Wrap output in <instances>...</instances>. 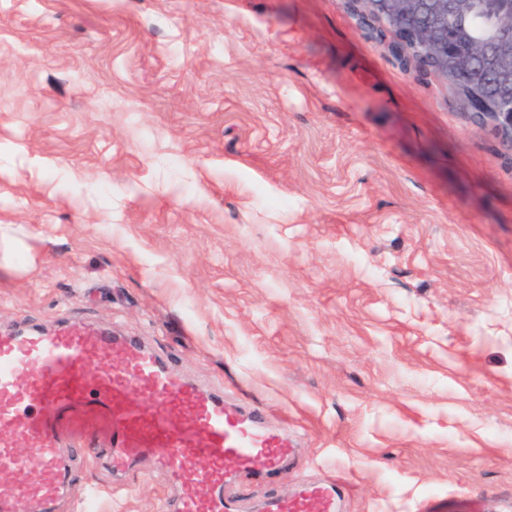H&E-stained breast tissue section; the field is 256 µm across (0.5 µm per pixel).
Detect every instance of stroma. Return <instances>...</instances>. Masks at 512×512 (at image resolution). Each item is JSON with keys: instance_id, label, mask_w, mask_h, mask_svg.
<instances>
[{"instance_id": "1", "label": "stroma", "mask_w": 512, "mask_h": 512, "mask_svg": "<svg viewBox=\"0 0 512 512\" xmlns=\"http://www.w3.org/2000/svg\"><path fill=\"white\" fill-rule=\"evenodd\" d=\"M361 0H0V330L140 337L297 441L239 512H512V146ZM56 512H167L143 460ZM335 480L302 483L290 495L271 497L262 503L263 512H338Z\"/></svg>"}]
</instances>
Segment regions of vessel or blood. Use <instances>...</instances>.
Returning a JSON list of instances; mask_svg holds the SVG:
<instances>
[{
  "label": "vessel or blood",
  "mask_w": 512,
  "mask_h": 512,
  "mask_svg": "<svg viewBox=\"0 0 512 512\" xmlns=\"http://www.w3.org/2000/svg\"><path fill=\"white\" fill-rule=\"evenodd\" d=\"M73 431L92 435L87 461L116 478L152 458L176 491L175 512H237L226 486L271 481L295 453L261 414L187 381L133 337L81 325L0 332V512H55L71 477L61 439ZM337 487L303 483L262 510L337 512Z\"/></svg>",
  "instance_id": "1"
}]
</instances>
